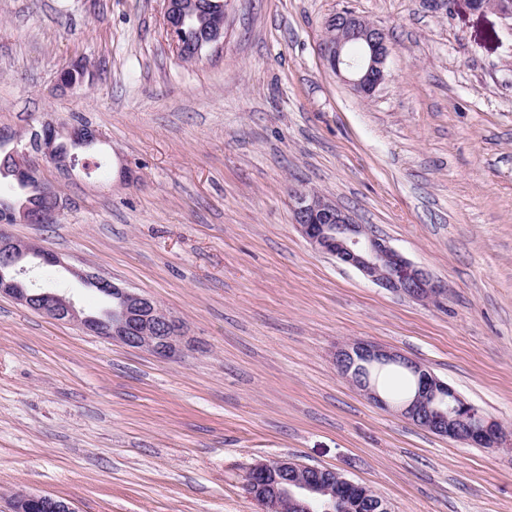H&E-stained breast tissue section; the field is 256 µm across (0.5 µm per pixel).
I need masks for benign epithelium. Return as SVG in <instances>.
<instances>
[{
    "mask_svg": "<svg viewBox=\"0 0 512 512\" xmlns=\"http://www.w3.org/2000/svg\"><path fill=\"white\" fill-rule=\"evenodd\" d=\"M163 4L166 34L180 54L184 42L179 39V31L186 20L199 14L201 5L199 0H163ZM329 22L336 24L338 31L327 36L322 46L327 66L357 92L373 94L388 75L390 46L386 33L350 13L336 14ZM33 133V140L11 150L12 174L19 184L36 188L37 196L47 204L43 207L28 201L6 204L0 225V265L13 268L16 278L25 275L28 269L19 264L21 247L5 227L29 222L55 224L63 209L61 197L41 177L35 158L45 159L68 172L82 163L71 147L73 142L85 147L104 141L102 133L93 127L74 126L64 130L44 123ZM290 197L293 223L318 252L357 269L384 288L415 300L438 302L446 295L444 283L412 263L366 225L355 223L348 212L330 199L300 187L291 188ZM98 284L101 292L114 293L122 302L121 312L109 322L82 313L64 294L33 295L26 288L15 287L13 281L0 286V296H9L58 321H76L87 333L107 336L159 360L177 359L190 347L191 340L183 323L150 297L107 279H98ZM335 362L340 373L376 405L394 409L419 427L476 447H502L506 430L501 423L466 402L421 363L368 341L339 349ZM390 364H401L415 375L417 390L413 397L392 403L379 393L370 374ZM246 489L257 505L256 512H316L318 509L334 512L336 504L345 496L371 497L367 488L340 476L337 483L324 486L321 468L288 458L252 465ZM11 512H75V509L50 494L22 493L13 499Z\"/></svg>",
    "mask_w": 512,
    "mask_h": 512,
    "instance_id": "obj_1",
    "label": "benign epithelium"
}]
</instances>
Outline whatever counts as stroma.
Returning a JSON list of instances; mask_svg holds the SVG:
<instances>
[{
  "label": "stroma",
  "mask_w": 512,
  "mask_h": 512,
  "mask_svg": "<svg viewBox=\"0 0 512 512\" xmlns=\"http://www.w3.org/2000/svg\"><path fill=\"white\" fill-rule=\"evenodd\" d=\"M390 37L371 96L330 71L325 24ZM87 72L68 90L57 72ZM97 127L95 172L41 171L67 206L10 233L57 255L27 282L102 303L97 274L183 321L180 359L0 297V512H255L245 475L288 456L389 512H512V450L373 403L333 354L365 340L424 364L512 430V35L468 0H224V45L186 62L162 0H0V128ZM317 191L448 287L391 292L317 252L289 189ZM75 512L68 502L57 499L50 494L17 495L11 503V512Z\"/></svg>",
  "instance_id": "35a3bbf8"
}]
</instances>
